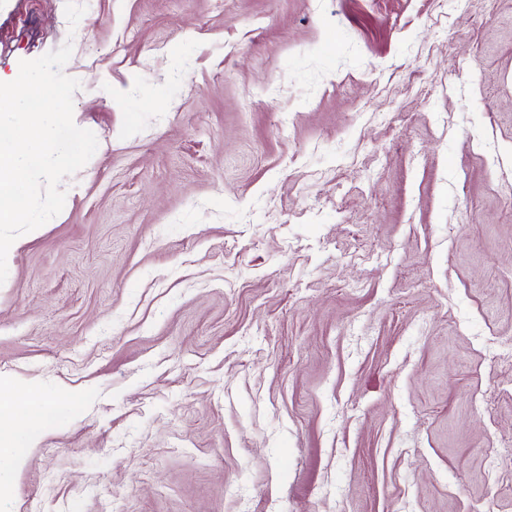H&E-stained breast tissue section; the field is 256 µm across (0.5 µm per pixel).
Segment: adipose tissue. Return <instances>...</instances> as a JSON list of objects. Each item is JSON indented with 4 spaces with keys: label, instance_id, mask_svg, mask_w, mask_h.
I'll return each instance as SVG.
<instances>
[{
    "label": "adipose tissue",
    "instance_id": "adipose-tissue-1",
    "mask_svg": "<svg viewBox=\"0 0 512 512\" xmlns=\"http://www.w3.org/2000/svg\"><path fill=\"white\" fill-rule=\"evenodd\" d=\"M58 409L54 397L43 390L20 395L10 385H0V494L11 488L15 471L40 439L45 413Z\"/></svg>",
    "mask_w": 512,
    "mask_h": 512
}]
</instances>
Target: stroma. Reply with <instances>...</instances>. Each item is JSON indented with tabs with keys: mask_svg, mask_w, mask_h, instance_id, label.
<instances>
[{
	"mask_svg": "<svg viewBox=\"0 0 512 512\" xmlns=\"http://www.w3.org/2000/svg\"><path fill=\"white\" fill-rule=\"evenodd\" d=\"M0 0L98 147L17 238L0 512H512V0ZM0 494L7 492L14 473L28 460L29 449L41 437V424L47 411L63 413L53 396L41 389L19 396L5 383L0 384ZM3 399L11 401L6 406ZM23 416V418H22Z\"/></svg>",
	"mask_w": 512,
	"mask_h": 512,
	"instance_id": "1",
	"label": "stroma"
}]
</instances>
